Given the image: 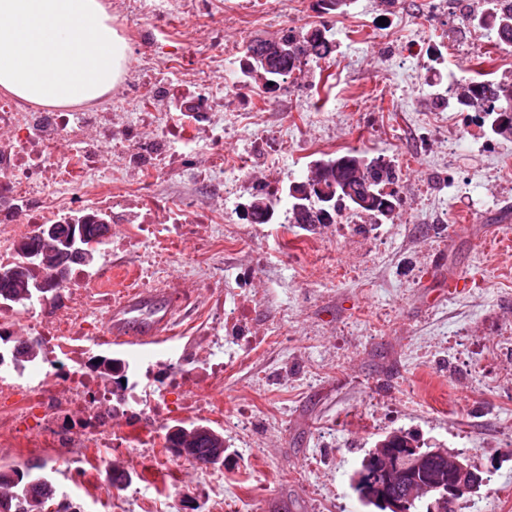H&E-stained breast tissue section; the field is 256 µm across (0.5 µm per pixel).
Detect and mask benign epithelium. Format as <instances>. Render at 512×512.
Listing matches in <instances>:
<instances>
[{"label": "benign epithelium", "mask_w": 512, "mask_h": 512, "mask_svg": "<svg viewBox=\"0 0 512 512\" xmlns=\"http://www.w3.org/2000/svg\"><path fill=\"white\" fill-rule=\"evenodd\" d=\"M63 247H50L35 250L31 257L46 262L52 261L53 283L61 285L65 282L67 262L89 254L76 247V238L59 237ZM437 458L440 470L448 474V478L431 477L424 481L406 482L410 473H425L427 456ZM367 461L377 465L373 471L362 469L353 480V487L364 501H373L390 512H405L407 501L416 497L431 498L440 506L446 504L454 507L457 500L472 497L480 493L487 485L488 479L483 471L472 466L461 454L437 446L428 454L419 453L417 448H407L401 453H392L387 448H373ZM406 484V495H394L385 492V488L398 484Z\"/></svg>", "instance_id": "1"}]
</instances>
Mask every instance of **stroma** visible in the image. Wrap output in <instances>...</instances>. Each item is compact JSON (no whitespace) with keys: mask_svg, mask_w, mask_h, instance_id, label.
Here are the masks:
<instances>
[{"mask_svg":"<svg viewBox=\"0 0 512 512\" xmlns=\"http://www.w3.org/2000/svg\"><path fill=\"white\" fill-rule=\"evenodd\" d=\"M428 7L358 0L328 16L337 49L306 67V98L280 84L254 124L311 140L318 159L356 149L390 161L408 199L406 214L374 236L318 228L321 262L274 257L258 234L224 257L230 268L262 258L259 320L288 313L285 344L262 352L254 374L224 379L225 409L247 401L258 420L255 431L225 436L257 512H364L349 476L400 428L486 472L487 486L456 512H512V187L495 176L512 166V141L455 157L447 128L425 122L434 93L454 102L449 80L471 77L479 59L511 74L512 47L466 54L437 78L397 68L376 37L379 18L395 45L416 40L431 53L419 24ZM304 20L283 0L278 18L233 22L224 37L271 39L305 30ZM266 372L276 383L257 390Z\"/></svg>","mask_w":512,"mask_h":512,"instance_id":"1","label":"stroma"}]
</instances>
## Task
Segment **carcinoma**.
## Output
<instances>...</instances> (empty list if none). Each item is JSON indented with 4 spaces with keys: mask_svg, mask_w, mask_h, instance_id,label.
Wrapping results in <instances>:
<instances>
[{
    "mask_svg": "<svg viewBox=\"0 0 512 512\" xmlns=\"http://www.w3.org/2000/svg\"><path fill=\"white\" fill-rule=\"evenodd\" d=\"M490 21L485 23L486 30L494 33L497 43L512 42V15L489 14ZM328 28H315L305 32L289 30L281 36V40L288 42V52L275 53L271 67L264 75L256 73V55L266 48L260 39L249 41L245 60V73L255 83H261L265 89L278 84L285 75L292 73L296 63L302 59L314 61L326 60L334 52V42L328 38ZM457 108L461 112H473L479 118V126L490 127L493 135L512 139V80L501 79L489 82L468 81L459 87L456 96ZM312 168L323 174L322 190L312 191V195L302 200L304 211L314 212L323 205L322 197L333 196L330 215H337L345 206L336 196V184L347 186L351 191L359 193L369 189L370 203L364 207L351 208L356 214L371 218L384 217L392 219L399 199L389 191V186L395 184L399 175L396 168L379 158H370L366 154L354 149L334 157L322 158L316 161ZM249 205L252 207L246 221L256 222L266 219L274 209L273 200L267 194L258 192L252 195ZM31 267L25 263H18L3 270L0 275V298L14 303L28 300L21 294L18 283H34ZM176 448H185L189 455L202 462H216V449L221 447L223 434L208 428V431L197 434L188 442L178 433H171ZM419 443L418 437L410 431H401L391 436H384L378 440L384 448H408ZM39 468L34 464L24 470L17 468L10 470L0 469V489L12 492L14 501L5 503L0 500V512H52L51 503L57 495L53 486H47L39 481V477L32 474V470Z\"/></svg>",
    "mask_w": 512,
    "mask_h": 512,
    "instance_id": "1",
    "label": "carcinoma"
}]
</instances>
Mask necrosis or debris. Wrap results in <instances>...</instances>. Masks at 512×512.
I'll list each match as a JSON object with an SVG mask.
<instances>
[{"mask_svg":"<svg viewBox=\"0 0 512 512\" xmlns=\"http://www.w3.org/2000/svg\"><path fill=\"white\" fill-rule=\"evenodd\" d=\"M121 33L132 41L122 81L105 101L74 110L38 109L18 98L0 100V269L21 261V240L53 224H120L122 235L90 239L101 255L93 268L74 267L63 285L23 303L0 305V447L15 465L46 461L56 480L66 463L74 490L98 512H177L174 489L187 456L170 449L169 428L180 419L224 423L221 387L229 371L248 368L275 344L287 311L261 324L252 292L257 268L223 273L235 240L224 233L223 206L204 198L237 191L224 179V137L248 134L262 87L242 73L243 45H226L224 12H211L210 37L160 50L155 31L184 25L198 0H106ZM227 63L223 82L209 79L197 60ZM182 68L180 86L168 75ZM237 160L247 174L255 160L293 153L287 136L249 135ZM114 163L100 178L103 155ZM187 176L196 193L169 199L160 178ZM57 182L75 193L58 196ZM200 253L185 266L184 281L207 291L203 307L179 300L160 333L117 350L103 325L127 310L133 296L172 286L168 261L187 237ZM155 245L143 257L138 243ZM38 344L35 357L15 354V337ZM132 466L113 482L111 461ZM205 493L194 512H248L242 499H224V473L201 467Z\"/></svg>","mask_w":512,"mask_h":512,"instance_id":"4bbe7bcc","label":"necrosis or debris"}]
</instances>
